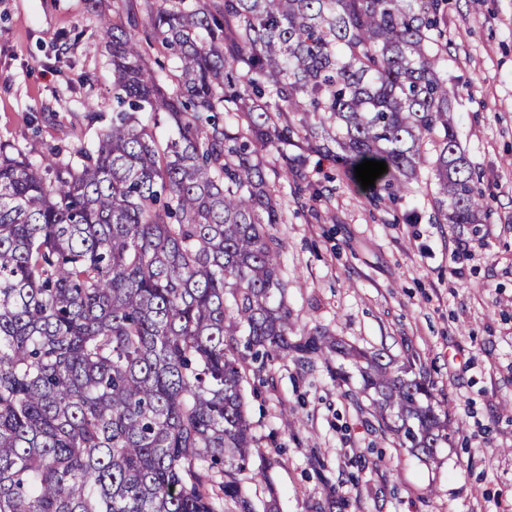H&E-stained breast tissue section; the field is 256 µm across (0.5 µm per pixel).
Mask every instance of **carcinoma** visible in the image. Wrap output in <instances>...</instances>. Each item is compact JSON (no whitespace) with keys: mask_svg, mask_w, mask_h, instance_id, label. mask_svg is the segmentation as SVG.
I'll list each match as a JSON object with an SVG mask.
<instances>
[{"mask_svg":"<svg viewBox=\"0 0 512 512\" xmlns=\"http://www.w3.org/2000/svg\"><path fill=\"white\" fill-rule=\"evenodd\" d=\"M447 5L140 0L99 18L112 124L95 147L39 162L0 147V512H219L220 491L252 512L245 364L288 350L350 359L399 447L430 460L449 443L424 377L322 331L290 342L266 167L320 197L289 144L352 171L383 161L379 200L424 171L432 223H482Z\"/></svg>","mask_w":512,"mask_h":512,"instance_id":"obj_1","label":"carcinoma"}]
</instances>
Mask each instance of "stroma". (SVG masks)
Segmentation results:
<instances>
[{
	"instance_id": "stroma-1",
	"label": "stroma",
	"mask_w": 512,
	"mask_h": 512,
	"mask_svg": "<svg viewBox=\"0 0 512 512\" xmlns=\"http://www.w3.org/2000/svg\"><path fill=\"white\" fill-rule=\"evenodd\" d=\"M116 3L0 0V144L37 160L97 142L112 122L98 19ZM448 85L484 223H429L426 187L374 203L313 155L306 180L328 191L280 185L275 235L292 340L322 330L385 352L426 376L459 431L421 461L352 404L360 379L337 384L336 357L289 353L244 384L254 512H512V0H448Z\"/></svg>"
}]
</instances>
